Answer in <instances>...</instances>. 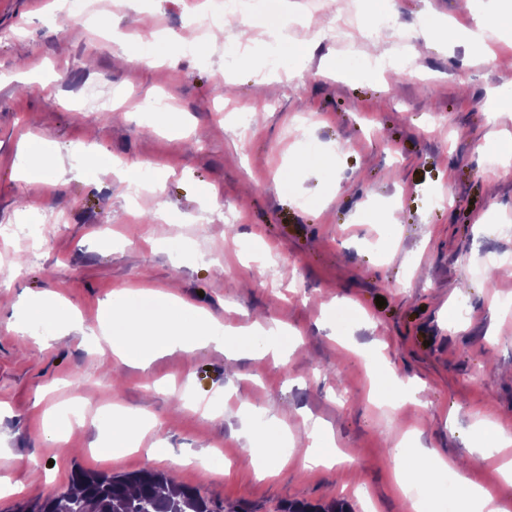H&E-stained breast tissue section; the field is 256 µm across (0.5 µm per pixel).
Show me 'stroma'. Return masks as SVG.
Instances as JSON below:
<instances>
[{
    "instance_id": "obj_1",
    "label": "stroma",
    "mask_w": 512,
    "mask_h": 512,
    "mask_svg": "<svg viewBox=\"0 0 512 512\" xmlns=\"http://www.w3.org/2000/svg\"><path fill=\"white\" fill-rule=\"evenodd\" d=\"M45 2L0 0V226L49 227L33 246L0 241V478L20 487L0 496V512L61 490L78 466L165 473L169 457L214 450L226 471L189 467L178 481L225 512H411L390 466L403 439L407 453L453 458L470 483L512 504L499 458L470 461L481 419L512 429V308L499 299L512 293V271L497 289L469 272L482 252L512 255V156L500 145L512 140V105H496L512 98V31L497 39L493 62L470 41L424 37L430 23L465 20L489 0H333L340 17L399 18L414 38L416 79L358 68L373 52L398 54L388 32L320 43L303 29H258L240 53L228 30L222 43L192 50L188 0H132L114 17L109 0H82L64 18ZM146 28L164 55L130 64L112 34ZM286 45L293 53L284 58ZM89 84L116 97L117 111L80 105ZM161 94L182 122L148 109ZM257 102L262 120L243 128L222 112ZM26 132L36 178L17 163ZM308 142L318 154L292 169ZM108 156L131 175L153 163L162 198L131 202L128 177ZM23 198L32 209H19ZM241 241L272 267L237 253ZM140 288L210 312L226 329L222 348L170 350L147 368L123 367L114 382L111 349L87 332L102 300L129 308ZM26 295L59 299L73 316L69 334L20 338ZM339 306L358 313L343 330ZM261 318L280 320L282 332L257 358L246 332ZM387 364L414 381L413 399L401 401L390 384L369 399L367 366ZM78 402L82 425L67 441L47 440L45 411ZM207 403L220 418L203 412ZM246 406L268 407L288 430V463L273 478L257 479L243 461ZM114 407L152 414L160 426L140 451L113 459L100 452L98 414ZM308 418L353 464L302 466Z\"/></svg>"
}]
</instances>
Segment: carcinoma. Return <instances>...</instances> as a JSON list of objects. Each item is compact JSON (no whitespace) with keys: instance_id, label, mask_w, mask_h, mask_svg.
Returning <instances> with one entry per match:
<instances>
[{"instance_id":"carcinoma-1","label":"carcinoma","mask_w":512,"mask_h":512,"mask_svg":"<svg viewBox=\"0 0 512 512\" xmlns=\"http://www.w3.org/2000/svg\"><path fill=\"white\" fill-rule=\"evenodd\" d=\"M17 512H224L163 472L113 475L72 472L68 485Z\"/></svg>"}]
</instances>
